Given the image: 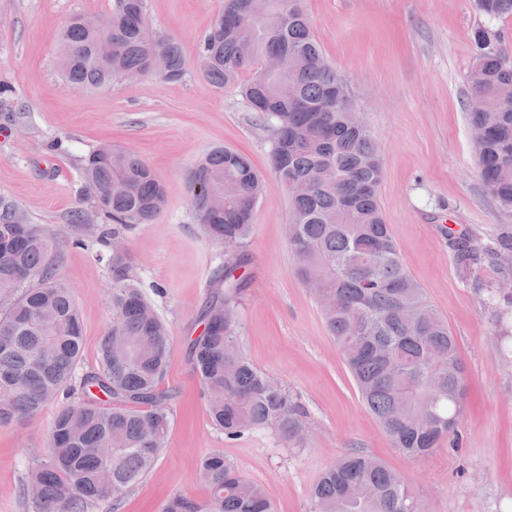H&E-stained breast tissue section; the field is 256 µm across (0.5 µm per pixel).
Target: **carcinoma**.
<instances>
[{
	"instance_id": "1",
	"label": "carcinoma",
	"mask_w": 512,
	"mask_h": 512,
	"mask_svg": "<svg viewBox=\"0 0 512 512\" xmlns=\"http://www.w3.org/2000/svg\"><path fill=\"white\" fill-rule=\"evenodd\" d=\"M488 18L512 17V0H475ZM112 28V61L94 53L98 30ZM70 57L68 82L99 89L116 80L186 75L180 43L150 33L145 0H113L107 16L74 17L58 34ZM474 63L467 76L469 125L484 131L478 174L504 212H512V44L486 27L473 33ZM200 74L214 87L237 85L251 108L273 126L270 177L250 158L217 147L190 170V206L205 234L224 243L217 286L200 311L202 332L189 340L211 422L235 440L253 429L275 430L287 446L303 443L304 427L288 391L242 352L237 304L248 262L243 251L259 199L274 186L288 199L295 246L306 252L296 275L322 310L362 401L404 456L419 457L456 443L465 406L464 366L455 337L426 302L406 270L382 214L378 188L383 161L366 126L350 111L344 81L325 61L305 0H224V10L197 45ZM291 66L271 72L270 58ZM247 79H242L243 75ZM86 188L112 239L152 223L163 209V187L153 170L129 152L82 160ZM89 215H72L75 245H85ZM0 425L19 421L64 400L49 432V453L23 485L34 512H88L137 484L154 467L170 431L178 392L163 386L170 357L168 328L146 315L150 303L131 276L127 253L110 254L115 321L101 337L94 368L74 384L83 351V325L69 286L57 276V237L29 224L12 203L0 201ZM457 268L476 272L484 261L512 282V226L494 242L448 229ZM203 500L174 495L161 512H275L266 489L246 479L224 456L199 463ZM315 512H421L422 502L403 474L353 450L326 469L312 488Z\"/></svg>"
}]
</instances>
